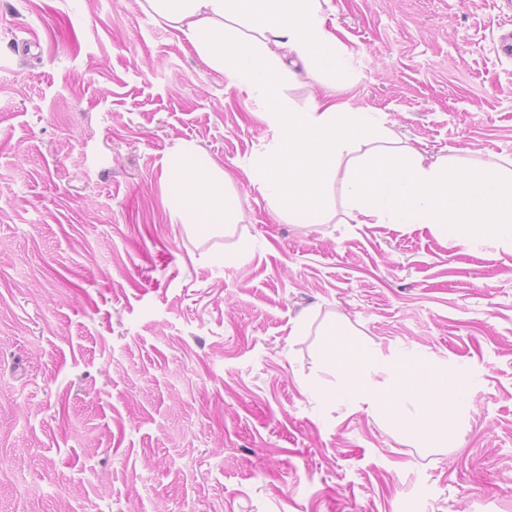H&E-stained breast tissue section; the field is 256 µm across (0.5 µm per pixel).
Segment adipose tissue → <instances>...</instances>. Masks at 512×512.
Here are the masks:
<instances>
[{"label": "adipose tissue", "instance_id": "ef3b65f1", "mask_svg": "<svg viewBox=\"0 0 512 512\" xmlns=\"http://www.w3.org/2000/svg\"><path fill=\"white\" fill-rule=\"evenodd\" d=\"M158 15L174 25L213 69L225 73L241 90L257 97L262 116L276 132L267 159L257 167L264 191L277 201L292 224L324 221L319 188L343 157L356 153L361 141L376 137L381 124L367 112L348 111L331 98L313 99L302 111L287 108L274 95L278 84L300 73L342 71L345 52L320 14V0H149ZM256 16L258 42L240 43L231 25L241 13ZM173 204L196 224H220L227 202L216 191L223 175L204 159H179ZM331 366L342 379L333 395L337 403L373 401L397 424H408L442 447L455 446L457 422L477 381L463 364H436L408 357L389 365L363 345L336 343ZM395 370L394 384L376 386L370 372ZM414 413H406L404 400Z\"/></svg>", "mask_w": 512, "mask_h": 512}]
</instances>
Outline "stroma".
<instances>
[{"label":"stroma","instance_id":"obj_1","mask_svg":"<svg viewBox=\"0 0 512 512\" xmlns=\"http://www.w3.org/2000/svg\"><path fill=\"white\" fill-rule=\"evenodd\" d=\"M366 151L512 171L504 0H323ZM256 99L148 0H0V512H512V243L326 219L255 180ZM227 174L235 221L191 224L173 159ZM389 361L468 364L459 444L338 404L336 326Z\"/></svg>","mask_w":512,"mask_h":512}]
</instances>
